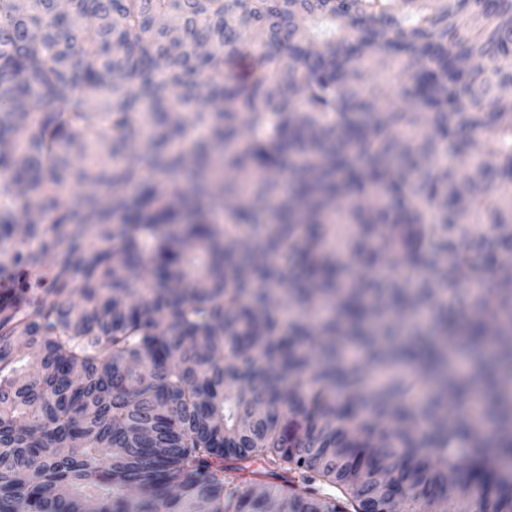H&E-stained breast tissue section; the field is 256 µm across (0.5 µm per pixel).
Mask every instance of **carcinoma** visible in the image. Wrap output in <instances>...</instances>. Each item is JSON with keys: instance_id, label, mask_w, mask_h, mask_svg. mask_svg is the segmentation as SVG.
<instances>
[{"instance_id": "obj_1", "label": "carcinoma", "mask_w": 512, "mask_h": 512, "mask_svg": "<svg viewBox=\"0 0 512 512\" xmlns=\"http://www.w3.org/2000/svg\"><path fill=\"white\" fill-rule=\"evenodd\" d=\"M509 55L512 0H0V512H512Z\"/></svg>"}]
</instances>
